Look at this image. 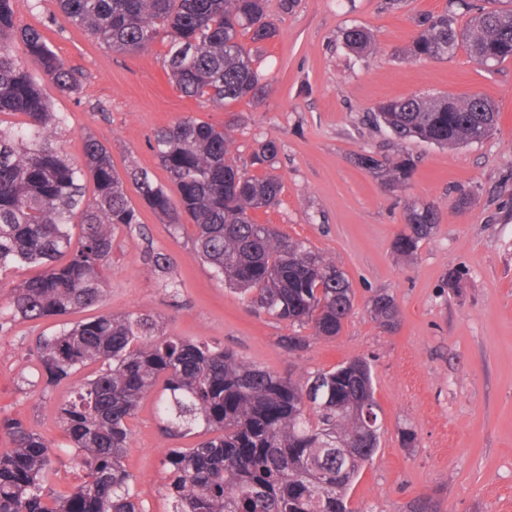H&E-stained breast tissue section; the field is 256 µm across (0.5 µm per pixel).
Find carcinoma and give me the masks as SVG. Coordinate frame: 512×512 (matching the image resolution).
<instances>
[{"mask_svg": "<svg viewBox=\"0 0 512 512\" xmlns=\"http://www.w3.org/2000/svg\"><path fill=\"white\" fill-rule=\"evenodd\" d=\"M265 2L56 0L74 24L115 52L143 51L168 39L167 67L177 90L225 107L265 93L257 59L239 42L245 32L255 42L277 35ZM12 3L0 0V114H19L23 121L0 127V276L18 266L39 272L13 287L0 307V327L10 319L40 320L99 303L112 232L139 223L105 145L86 136L82 165L57 146V114L38 75L62 93L76 91L80 77L39 30L16 27ZM461 14L468 16L463 25ZM418 27L404 51L410 60H447L462 49L490 69L512 58V0H455L454 8L422 17ZM342 38L360 56L373 48L361 26L345 29ZM498 117L496 104L473 92L395 98L380 103L372 119L400 140L456 146L486 138ZM233 144L230 129L182 117L151 143L176 196L144 172L130 178L168 223L186 217L196 225L199 257L255 311L308 327L318 337L338 336L353 308L349 280L307 242L255 221L257 211L277 205L281 182L240 167ZM277 155L278 144L267 140L255 163L271 165ZM360 163L391 191L403 188L414 170L405 155L363 154ZM87 175L94 184L90 197ZM436 221L433 206L412 207L395 252L412 255ZM370 313L383 329H396L399 312L390 296L374 297ZM36 354L48 386L88 363L101 364L95 377L76 380L71 399L57 406L84 479L71 490L47 488L53 444L6 421L12 447L0 450V512H88L92 502L102 512H146L124 466L128 421L161 379L164 433L180 438L202 426L210 434L190 448L167 450L169 512H354L349 490L379 448V431L368 430L363 418L364 410L379 409L364 359L283 377L227 349L171 336L145 313H106L43 336ZM310 394L312 401H305ZM407 512H440V504L421 496Z\"/></svg>", "mask_w": 512, "mask_h": 512, "instance_id": "obj_1", "label": "carcinoma"}]
</instances>
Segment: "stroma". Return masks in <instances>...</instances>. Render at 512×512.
Listing matches in <instances>:
<instances>
[{"label":"stroma","instance_id":"1","mask_svg":"<svg viewBox=\"0 0 512 512\" xmlns=\"http://www.w3.org/2000/svg\"><path fill=\"white\" fill-rule=\"evenodd\" d=\"M448 7V0H401L394 7L389 0H267L277 34L246 45L260 57L267 92L224 107L185 97L171 84L167 41L117 53L73 25L55 0H13L16 25L38 29L81 76L71 94L40 83L52 111L65 119L59 144L75 162L83 159L85 136L104 144L140 220L114 231L101 303L64 319L0 327V420H20L52 440L57 488L82 475L55 413L74 384L45 386L38 337L66 321L148 313L170 335L230 349L283 376L367 359L383 427L378 451L350 491L354 512H405L423 493L438 500L441 512H512V59L491 73L462 51L443 61L407 59L418 19ZM355 25L375 40L363 59L342 41V31ZM475 91L491 97L501 119L483 141L453 150L398 140L371 119L390 98ZM185 116L219 127L235 123L237 163L255 175L265 172L253 161L255 151L277 141L280 200L256 219L308 242L346 273L353 309L339 336H312L303 349L288 350L283 340L292 327L255 312L225 287L195 252V226L167 223L143 202L129 174L144 171L168 184L150 143L157 130ZM362 153L411 156L408 186L387 191L358 165ZM464 195L469 204L458 206ZM421 203L436 209L437 228L406 259L393 241L408 209ZM151 252L168 255L170 270L149 272ZM380 293L398 305L395 332L384 331L367 309ZM161 393L157 387L147 394L129 423L125 464L146 512H167V450L203 438L164 435ZM405 427L416 433L414 447L402 445Z\"/></svg>","mask_w":512,"mask_h":512}]
</instances>
